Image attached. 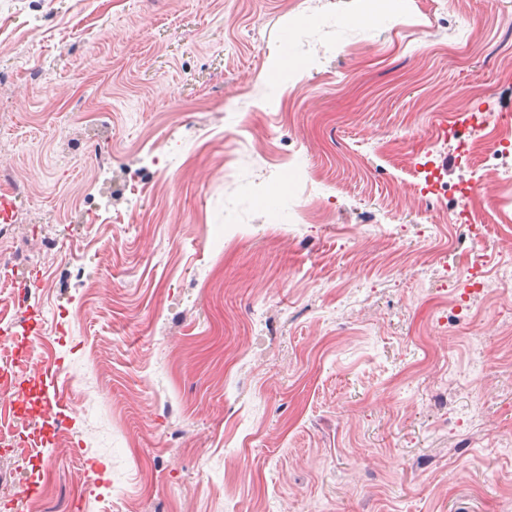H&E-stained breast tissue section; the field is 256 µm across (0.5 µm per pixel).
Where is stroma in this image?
<instances>
[{"label": "stroma", "mask_w": 512, "mask_h": 512, "mask_svg": "<svg viewBox=\"0 0 512 512\" xmlns=\"http://www.w3.org/2000/svg\"><path fill=\"white\" fill-rule=\"evenodd\" d=\"M355 6L0 0V150L48 246L32 279L14 235V283L79 380L33 412L42 458L0 459L17 512H512V303L438 322L512 227L475 244L409 176L470 177L433 143L470 95L512 113V0Z\"/></svg>", "instance_id": "35a3bbf8"}]
</instances>
